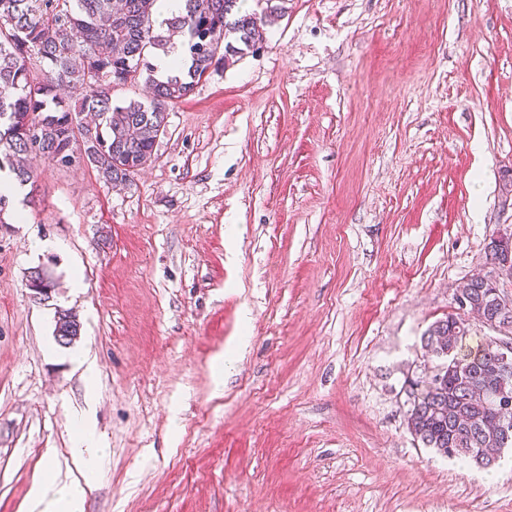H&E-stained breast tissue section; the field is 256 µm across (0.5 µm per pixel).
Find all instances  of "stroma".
<instances>
[{
    "mask_svg": "<svg viewBox=\"0 0 512 512\" xmlns=\"http://www.w3.org/2000/svg\"><path fill=\"white\" fill-rule=\"evenodd\" d=\"M283 7L132 184L32 159L0 224V512L82 479L83 411L84 512H512L511 449L463 465L406 425L422 336L512 224V0ZM54 334L60 344H72L80 334V322L76 314L70 310L58 311L55 320ZM87 422L88 414L86 412L74 420V448H71L72 455L81 459L85 464L84 484L76 482L70 485L58 486L55 477L45 476L36 489V506L45 504V508L41 512L83 511L87 488L94 482L99 464V456L91 451V448H95V444L92 434L88 430Z\"/></svg>",
    "mask_w": 512,
    "mask_h": 512,
    "instance_id": "stroma-1",
    "label": "stroma"
}]
</instances>
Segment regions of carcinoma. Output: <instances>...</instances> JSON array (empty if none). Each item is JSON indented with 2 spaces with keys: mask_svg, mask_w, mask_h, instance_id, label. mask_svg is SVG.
I'll list each match as a JSON object with an SVG mask.
<instances>
[{
  "mask_svg": "<svg viewBox=\"0 0 512 512\" xmlns=\"http://www.w3.org/2000/svg\"><path fill=\"white\" fill-rule=\"evenodd\" d=\"M157 0H0V169L33 179L26 160L38 155L69 167L83 164L115 185H127L151 162L166 134L170 106L185 100L210 70L227 66L264 43L266 30L243 10V0H186V11L154 29ZM184 38L187 63L156 75L150 58ZM42 63L35 75L29 61ZM147 73L150 96L113 104L117 90L134 87ZM80 85L83 95L65 100L60 90ZM93 115V135L84 133ZM43 269L28 287L54 288ZM497 281L476 276L461 282L456 299L482 318L512 320V308L494 304ZM469 333L453 314L422 336L425 353L443 360L427 380L415 382L406 424L414 439L444 457L480 468L495 465L490 450L512 448V369H500L498 348L488 339L463 350ZM54 334L70 345L80 322L70 310L57 312Z\"/></svg>",
  "mask_w": 512,
  "mask_h": 512,
  "instance_id": "1",
  "label": "carcinoma"
}]
</instances>
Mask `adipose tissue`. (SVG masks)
Instances as JSON below:
<instances>
[{"mask_svg": "<svg viewBox=\"0 0 512 512\" xmlns=\"http://www.w3.org/2000/svg\"><path fill=\"white\" fill-rule=\"evenodd\" d=\"M87 415H79L75 420V435L71 453L84 462L82 481L70 485H57L55 477H44L36 489V502L43 505V512H83V502L87 487L96 478L99 457L93 453V437L87 427Z\"/></svg>", "mask_w": 512, "mask_h": 512, "instance_id": "adipose-tissue-1", "label": "adipose tissue"}]
</instances>
